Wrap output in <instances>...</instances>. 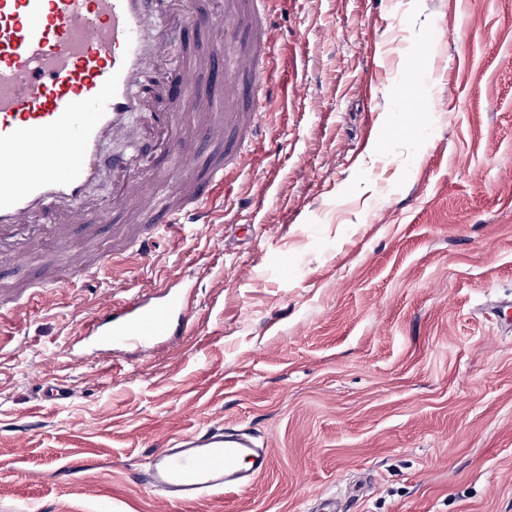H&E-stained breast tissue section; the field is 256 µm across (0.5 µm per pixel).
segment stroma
Here are the masks:
<instances>
[{
	"label": "stroma",
	"mask_w": 512,
	"mask_h": 512,
	"mask_svg": "<svg viewBox=\"0 0 512 512\" xmlns=\"http://www.w3.org/2000/svg\"><path fill=\"white\" fill-rule=\"evenodd\" d=\"M278 92L213 221L111 220L27 265L115 252L0 323V512H167L139 477L224 425L271 450L251 489L177 512H512V0H276ZM421 106L406 110L408 99ZM195 291L180 352L84 355L103 300ZM60 383L71 395L43 396ZM83 464L79 481L58 470Z\"/></svg>",
	"instance_id": "obj_1"
}]
</instances>
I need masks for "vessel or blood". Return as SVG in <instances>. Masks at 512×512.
Segmentation results:
<instances>
[{"instance_id":"b4317fda","label":"vessel or blood","mask_w":512,"mask_h":512,"mask_svg":"<svg viewBox=\"0 0 512 512\" xmlns=\"http://www.w3.org/2000/svg\"><path fill=\"white\" fill-rule=\"evenodd\" d=\"M263 3L254 0L244 10L229 0L219 16L208 0L193 7L188 0H0V259H21L41 236L66 237L73 225L106 223L107 212L87 207L89 191L110 170L124 177L113 208L128 204L154 173L142 158L143 144L158 143L175 167L194 164L178 109L198 108L205 94L201 74L227 61L193 55L167 69L164 60L181 21L224 35L251 15L254 51L228 61L245 85L234 99L211 106L203 125L212 142L225 144L218 115L234 108L235 128L251 136L242 116L261 112L272 99L260 61L282 40ZM116 138L127 140L129 152L105 154L103 143ZM23 153L30 164L20 180L13 162ZM229 161L244 168L245 151L215 156L199 182L180 183L165 206L142 200L146 221L132 235L140 255L150 251L158 225L207 217ZM191 302V289L167 287L146 299L107 304L87 333L103 347L176 349L193 332ZM269 462L268 449L252 438L210 426L161 445L147 462L148 486L174 508L247 489Z\"/></svg>"}]
</instances>
